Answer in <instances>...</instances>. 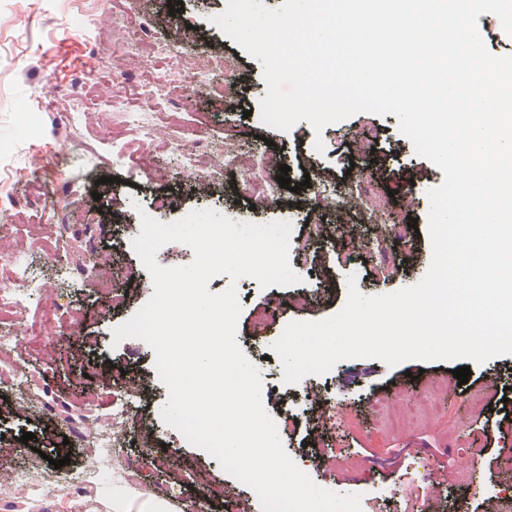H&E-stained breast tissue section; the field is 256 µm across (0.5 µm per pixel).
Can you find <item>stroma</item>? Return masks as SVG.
I'll list each match as a JSON object with an SVG mask.
<instances>
[{
  "instance_id": "1",
  "label": "stroma",
  "mask_w": 512,
  "mask_h": 512,
  "mask_svg": "<svg viewBox=\"0 0 512 512\" xmlns=\"http://www.w3.org/2000/svg\"><path fill=\"white\" fill-rule=\"evenodd\" d=\"M168 0H0V196L13 200L0 211V256L23 253L42 286L32 292L23 314L0 323L6 352L26 377L24 387L0 385V457L15 465L0 470L10 486L23 469L28 447L57 458L69 445L66 473L75 475L84 444L69 438L51 414L18 419L23 392L39 393L49 407L66 402L86 411L109 407L113 387L134 386L139 410L135 429L118 435L123 451H148L156 465L143 471L136 491L101 467L81 499L85 512H146L148 489H158L167 512H185L204 499L206 512H261L255 491L223 471L219 462L166 425L161 410L168 390L154 370L155 354L144 341L114 342L112 330L151 297L152 280L131 242L140 233L139 209L167 197L156 220L168 223L211 208L237 222L285 220L296 235L309 225L321 235L308 255L290 249L300 283L261 288L252 278L238 283L242 305L236 340L260 371L265 410L274 419L287 453L321 488L361 498L362 512H492L512 497V400L501 402L500 387L512 388V355L471 363L467 384L452 372L454 361L407 360L391 367L377 358L339 361L330 371L283 382V368L271 346L292 321H316L337 313L347 300V279L355 277L366 296L389 294L417 284L432 260L428 231L431 188L443 172L416 154L398 129L395 115L359 112L314 133L307 121L284 132L260 121L266 95L260 62L225 36L209 19L226 0H183L170 14ZM106 14L115 27L155 18L159 38L191 57L231 61L236 84L210 96L185 91L158 97V111L179 109L180 138L199 158L185 175L180 157L161 143H143L123 115L104 110L120 64L113 48L101 44L88 18ZM171 60L151 55L133 67L126 86L136 111L143 92L167 84ZM83 80L88 102L70 108L64 91ZM122 127L113 144L98 141L102 122ZM241 139L243 150L261 159L276 156L288 165L291 189L281 190L268 209L251 207L242 171L225 170L199 190L197 179L210 168L225 134ZM323 140V151L314 143ZM45 162L42 171L33 155ZM373 179L344 206L313 208L303 179L334 193L349 182V166ZM77 169L76 180L62 175ZM387 199L386 228L375 224L365 205ZM416 228H409V221ZM112 274L124 294L120 306L101 298L99 275ZM34 435L21 443L23 433ZM469 455L468 473L456 467ZM436 469H428L427 461ZM34 512H76L69 497L49 493Z\"/></svg>"
}]
</instances>
